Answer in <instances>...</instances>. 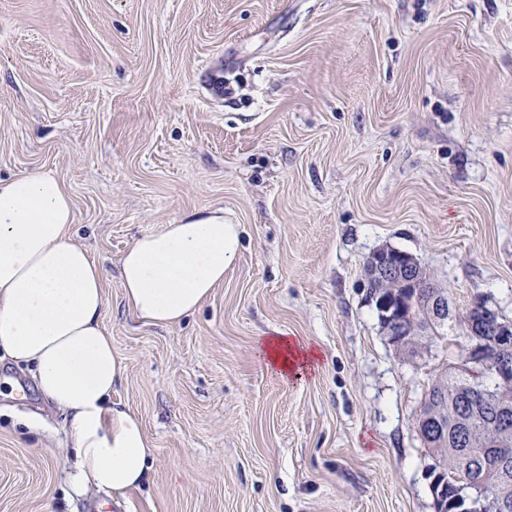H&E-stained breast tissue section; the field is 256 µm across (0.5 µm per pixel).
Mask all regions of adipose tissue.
Segmentation results:
<instances>
[{"label": "adipose tissue", "instance_id": "obj_1", "mask_svg": "<svg viewBox=\"0 0 512 512\" xmlns=\"http://www.w3.org/2000/svg\"><path fill=\"white\" fill-rule=\"evenodd\" d=\"M73 223L72 198L52 173L0 179V352L69 414L75 482L123 494L146 482L152 450L140 419L112 401L123 367L103 325V271L73 242ZM240 234L223 210L205 209L136 238L120 265L127 306L155 325L188 317L223 283ZM259 354L284 379L316 359L285 336L265 338Z\"/></svg>", "mask_w": 512, "mask_h": 512}]
</instances>
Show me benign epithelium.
Returning a JSON list of instances; mask_svg holds the SVG:
<instances>
[{
  "label": "benign epithelium",
  "instance_id": "benign-epithelium-1",
  "mask_svg": "<svg viewBox=\"0 0 512 512\" xmlns=\"http://www.w3.org/2000/svg\"><path fill=\"white\" fill-rule=\"evenodd\" d=\"M368 298L377 303L386 321V334L395 351L408 346L420 308H426L432 318L443 321L450 312L448 296L433 289L429 276L418 260L410 253L382 248L372 252L366 261ZM473 320L467 337V366L464 373L469 377L470 393L467 415H472L480 404H492L499 420L491 425V447L497 449L501 471L512 467V321L485 304L476 295L469 308ZM495 376L497 388L489 392L483 388L486 374ZM418 434L431 438L448 435V428L441 425L437 407L421 402ZM482 509L485 512H506L508 504L491 491L484 495Z\"/></svg>",
  "mask_w": 512,
  "mask_h": 512
}]
</instances>
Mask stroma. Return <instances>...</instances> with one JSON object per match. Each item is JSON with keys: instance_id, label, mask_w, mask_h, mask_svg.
<instances>
[{"instance_id": "1", "label": "stroma", "mask_w": 512, "mask_h": 512, "mask_svg": "<svg viewBox=\"0 0 512 512\" xmlns=\"http://www.w3.org/2000/svg\"><path fill=\"white\" fill-rule=\"evenodd\" d=\"M53 173L104 269L112 399L142 488L74 491L69 416L0 360V512H435L416 430L442 359L398 358L374 250L454 313L512 319V0H0V178ZM243 228L198 311L138 320L136 239L204 209ZM318 353L267 369L275 332Z\"/></svg>"}]
</instances>
